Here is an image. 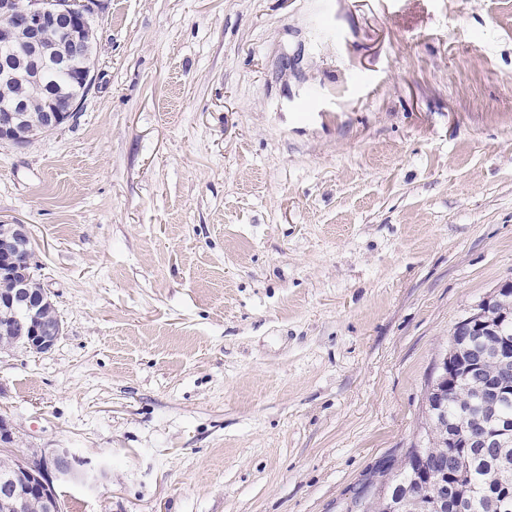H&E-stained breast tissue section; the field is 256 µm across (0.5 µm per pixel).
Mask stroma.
I'll return each instance as SVG.
<instances>
[{"instance_id":"stroma-1","label":"stroma","mask_w":512,"mask_h":512,"mask_svg":"<svg viewBox=\"0 0 512 512\" xmlns=\"http://www.w3.org/2000/svg\"><path fill=\"white\" fill-rule=\"evenodd\" d=\"M73 124L0 143L63 333L0 352L62 512H346L512 280V0H104Z\"/></svg>"}]
</instances>
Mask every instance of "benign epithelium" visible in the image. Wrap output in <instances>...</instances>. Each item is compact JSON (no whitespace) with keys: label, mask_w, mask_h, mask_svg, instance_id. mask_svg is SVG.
<instances>
[{"label":"benign epithelium","mask_w":512,"mask_h":512,"mask_svg":"<svg viewBox=\"0 0 512 512\" xmlns=\"http://www.w3.org/2000/svg\"><path fill=\"white\" fill-rule=\"evenodd\" d=\"M99 0H64L56 9H49L43 0H0V44L17 48L12 56L15 65L0 61V79L10 82L18 78L17 72L25 61L35 64L24 70V78L32 86L41 84L42 65L54 60L63 67L70 66L69 59L58 54L54 45L46 42L51 28L59 29L76 50L82 49L85 38L91 34L94 6ZM95 81V68L82 67L73 80V87L63 90L62 101L54 98L42 104L45 131H54L69 124ZM30 102L25 96L11 100V106L0 113V141H9L18 148L28 145L20 136V129L28 122ZM24 263L36 266V253L31 233L25 224L12 225V234L0 239V273ZM44 295L30 292L27 281H17L13 288L0 293V309L19 311L18 332L26 337L28 352H47L55 345L62 332L59 319L51 318L44 310ZM487 328L480 320L469 318L461 323V331L450 339V352L436 368L439 373L433 385L432 407L444 414L448 405V379H465L476 390L477 398L492 407L512 390V339L502 336L499 342L476 350L473 342L485 336ZM496 360L498 379L492 383L483 379L482 363L487 357ZM20 470L0 473V506L8 512H25L32 500L40 501L43 512H61L56 485L79 475L70 453L64 448L39 450L20 455ZM448 464L430 462L424 477L441 488L447 475Z\"/></svg>","instance_id":"1"}]
</instances>
